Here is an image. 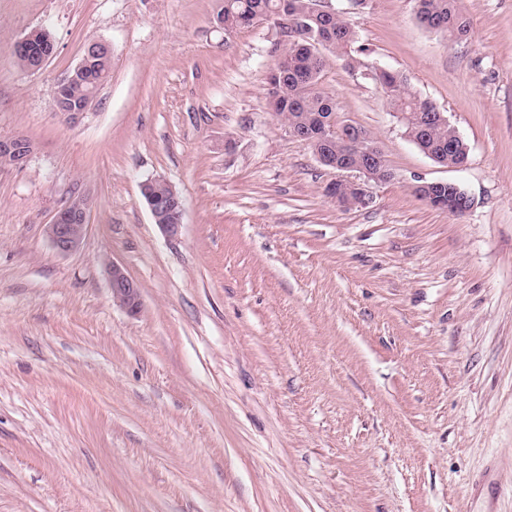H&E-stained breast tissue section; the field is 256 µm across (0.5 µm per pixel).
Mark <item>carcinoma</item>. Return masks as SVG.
<instances>
[{
	"label": "carcinoma",
	"mask_w": 512,
	"mask_h": 512,
	"mask_svg": "<svg viewBox=\"0 0 512 512\" xmlns=\"http://www.w3.org/2000/svg\"><path fill=\"white\" fill-rule=\"evenodd\" d=\"M418 21L425 28L442 32L452 41L465 39L470 23L459 0H416ZM288 15V51L277 60L267 75L269 104L286 123L297 128L337 127L347 130L348 123L336 125V103L322 87L321 73L325 54H341L350 66L360 64L351 47L354 32L340 18L315 9L313 0H224L217 15L224 16V30L252 26L260 21L278 24ZM112 67L105 68L91 83H74L65 88L67 95L81 100L97 92ZM375 79L387 94L394 111L407 115L401 121L406 136L423 152H430L450 165H461L468 157L466 143L456 137L448 122L437 116L436 106L411 93L403 76L395 71H375ZM311 148L336 151V160L354 163L372 161L371 167L383 172V181L392 172L382 154L373 157L357 152L340 135L329 141L317 140Z\"/></svg>",
	"instance_id": "carcinoma-1"
}]
</instances>
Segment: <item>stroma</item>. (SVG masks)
I'll return each mask as SVG.
<instances>
[{
	"label": "stroma",
	"instance_id": "35a3bbf8",
	"mask_svg": "<svg viewBox=\"0 0 512 512\" xmlns=\"http://www.w3.org/2000/svg\"><path fill=\"white\" fill-rule=\"evenodd\" d=\"M333 4L361 64L328 56L322 86L393 172L351 209L268 105L277 26L224 31L220 0H0V137L35 145L0 165V512H512V0H462L460 42L414 0ZM35 28L55 50L27 71ZM94 41L112 75L73 126L53 94ZM376 68L444 113L465 166L406 137ZM81 195L88 233L58 254L46 226ZM35 146L22 134L0 137V164L21 168L34 153ZM156 181V180H153ZM153 181H146L141 185V192L144 194V199L150 209L151 215L154 219L155 224L160 228V230L168 237L174 238L180 235L181 229L183 226V200L178 194V198H175L173 201H167L166 204L157 206L155 204L154 199L151 197L148 191V185ZM150 190L152 194L156 196H166L170 194V187L165 183L160 181L154 182L150 186ZM177 209V222L174 224H169L166 222H162L161 220L167 215V213L172 212V210ZM442 182L444 181H434V182H423V183H426L425 185H423V189L426 190L427 194L429 196H424L423 193H421L420 189L417 188V186L423 184V183H419V185L417 184L415 187H414V193L416 195V197L418 199H420L421 201H425V197L427 198L428 202H430V205L432 206L431 204V201L433 200H436L437 202V206H432L433 208H436V209H439V210H442V211H445L447 212L448 211V205L444 208H441V206L443 205L440 201H441V198L437 197L435 195V189L437 187H439ZM438 192V196H441V197H444L445 198V202L447 203V200H451L452 202L455 203V206H456V210L455 209H452L451 211H448V212H451L452 214H454L456 217H461L465 214L464 212V208L462 207V205L458 202V201H454V194H455V191L453 190V188L448 185V181L445 182V185L441 186L440 189L437 190ZM112 299L129 313H136L140 308V295L137 283L118 264L110 268Z\"/></svg>",
	"mask_w": 512,
	"mask_h": 512
}]
</instances>
